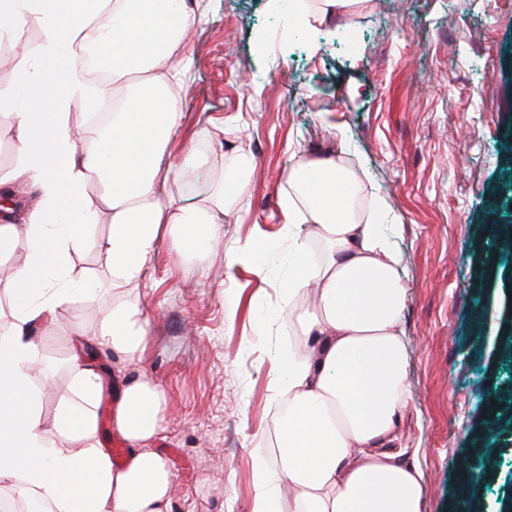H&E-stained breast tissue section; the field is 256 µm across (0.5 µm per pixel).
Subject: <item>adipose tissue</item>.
<instances>
[{
	"label": "adipose tissue",
	"mask_w": 512,
	"mask_h": 512,
	"mask_svg": "<svg viewBox=\"0 0 512 512\" xmlns=\"http://www.w3.org/2000/svg\"><path fill=\"white\" fill-rule=\"evenodd\" d=\"M352 2L294 0L286 14L281 0L267 7L283 15L289 35L307 37L314 56L321 28ZM31 17L42 40L25 49L14 85L0 93V129L19 141L13 176L36 191L23 223L0 222V256L25 242L7 285L11 321L0 333V484L43 512H171L174 474L149 446L163 429L164 389L143 373L117 380L113 422L130 454L114 464L98 438L102 383L94 367L71 361L54 420L43 419L51 387L33 384L39 360L31 325L75 301L96 304L90 336L125 361H140L147 329L127 291L144 279L160 225L195 251L213 249L217 225L237 216L249 196L255 159L241 140L219 163L193 147L180 165L169 160L182 104L173 58L196 21L186 0H0V37L22 46ZM104 40L121 108L86 138L72 114L97 90L80 58ZM214 165L219 173L203 204L186 207L167 193L177 170ZM359 187L336 150L298 156L278 191L290 254L280 302L295 319L289 335L304 342L280 354L272 393L288 408L278 424L276 467L256 472L252 512H276L283 483L288 512L421 510L422 474L393 449L406 402L408 292L401 256L376 221L388 203L359 207ZM103 222L109 231L96 236ZM89 248L104 254L108 283L73 274V255ZM309 292L312 308L296 307Z\"/></svg>",
	"instance_id": "obj_1"
}]
</instances>
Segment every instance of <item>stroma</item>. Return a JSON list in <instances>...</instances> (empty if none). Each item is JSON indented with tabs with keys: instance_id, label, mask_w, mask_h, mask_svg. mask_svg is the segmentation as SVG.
Returning <instances> with one entry per match:
<instances>
[{
	"instance_id": "35a3bbf8",
	"label": "stroma",
	"mask_w": 512,
	"mask_h": 512,
	"mask_svg": "<svg viewBox=\"0 0 512 512\" xmlns=\"http://www.w3.org/2000/svg\"><path fill=\"white\" fill-rule=\"evenodd\" d=\"M370 2L322 31L317 57L293 36L260 64L258 34L281 29L266 0H193L171 159L189 146L217 157L244 138L257 164L250 205L218 226L206 256L162 234L138 287L140 363L87 337L97 310L82 302L33 328L57 393L75 357L98 368L108 403L120 372L165 389L152 446L176 475L172 512H251L255 469L275 462L271 385L288 342L277 190L291 153L341 139L370 197L388 201L383 222L402 257L408 388L397 436L423 474L421 512H459L458 453L481 512H512V429L491 408L512 392L502 321L512 246L486 231L512 225V0ZM251 240L269 276L226 263Z\"/></svg>"
}]
</instances>
